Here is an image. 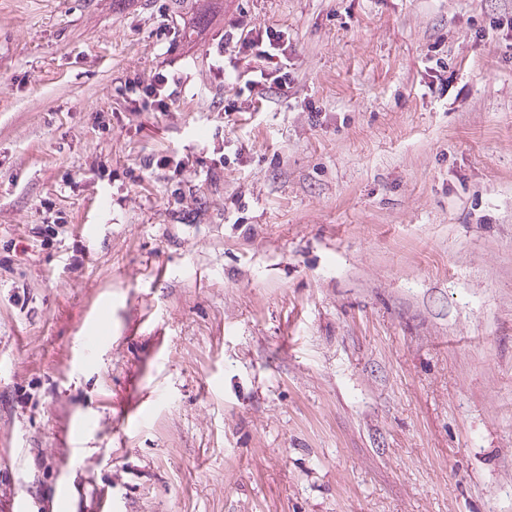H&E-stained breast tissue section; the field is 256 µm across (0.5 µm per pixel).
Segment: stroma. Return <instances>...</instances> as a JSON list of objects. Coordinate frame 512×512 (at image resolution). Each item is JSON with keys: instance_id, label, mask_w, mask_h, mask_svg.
<instances>
[{"instance_id": "1", "label": "stroma", "mask_w": 512, "mask_h": 512, "mask_svg": "<svg viewBox=\"0 0 512 512\" xmlns=\"http://www.w3.org/2000/svg\"><path fill=\"white\" fill-rule=\"evenodd\" d=\"M203 7L0 0V503L512 512V0ZM235 23L288 86L217 74ZM162 149L222 164L125 177ZM285 33L273 28L256 32V28L236 27L234 31H224V51L242 56L246 71L237 73L236 78L244 80V88L251 94L256 88L274 83L280 87L288 83V57L285 54ZM259 66L250 67L251 61ZM181 79L165 69H159L146 81L125 83L126 101L134 111L168 112L179 97Z\"/></svg>"}]
</instances>
